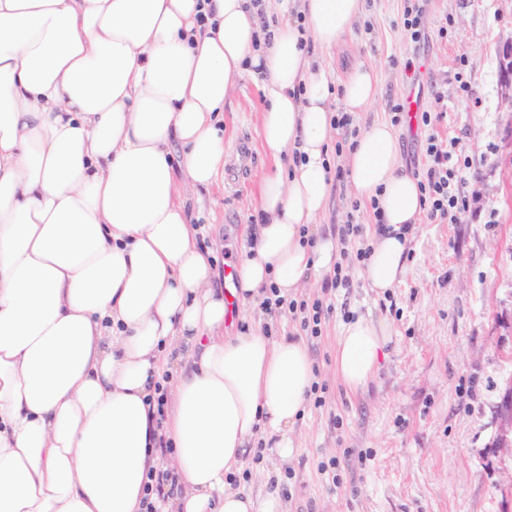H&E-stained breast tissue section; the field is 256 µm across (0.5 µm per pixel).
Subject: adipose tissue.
I'll list each match as a JSON object with an SVG mask.
<instances>
[{
    "mask_svg": "<svg viewBox=\"0 0 512 512\" xmlns=\"http://www.w3.org/2000/svg\"><path fill=\"white\" fill-rule=\"evenodd\" d=\"M365 7L0 0V512H143L161 433L184 490L157 512H283L278 496L246 494L229 476L253 440L283 461L297 454L313 361L294 335L227 334L225 291L177 184L214 183L225 157L214 116L251 78L273 166L236 298L256 302L270 284L289 297L331 275L340 246L309 228L332 186V104L364 111L378 77L359 64L334 85L307 48L341 45ZM345 164L386 226L364 270L381 296L404 276L419 182L381 119ZM391 336L365 315L341 328L336 374L349 391L374 380ZM176 348L186 366L160 427L148 397Z\"/></svg>",
    "mask_w": 512,
    "mask_h": 512,
    "instance_id": "adipose-tissue-1",
    "label": "adipose tissue"
}]
</instances>
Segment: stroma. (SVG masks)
I'll use <instances>...</instances> for the list:
<instances>
[{
  "label": "stroma",
  "instance_id": "35a3bbf8",
  "mask_svg": "<svg viewBox=\"0 0 512 512\" xmlns=\"http://www.w3.org/2000/svg\"><path fill=\"white\" fill-rule=\"evenodd\" d=\"M403 0H367V12L344 43L320 58L334 79L355 64L372 66L380 94L351 127L392 119L391 102L415 95L436 120L402 117L395 129L407 171L425 164L429 133L455 139L466 160L459 192L470 202L460 223L421 220L409 245L405 276L377 297L347 261L354 285L337 290L322 337L305 344L327 386V402L308 408L296 432L301 448L281 462L246 449L248 479L233 486L274 493L285 512H512V450L499 444L512 379V74L502 49L512 41V0H427L424 43L402 27ZM262 92L239 81L218 118L227 156L240 143L251 155L242 186L219 181L181 185L216 271L234 265L258 204L259 181L272 163L259 145ZM374 221V210L348 184L332 187L313 233ZM358 314L386 318L393 336L377 377L358 394L336 376L335 340ZM337 459L338 481L319 469ZM273 471L270 482L261 471Z\"/></svg>",
  "mask_w": 512,
  "mask_h": 512
}]
</instances>
